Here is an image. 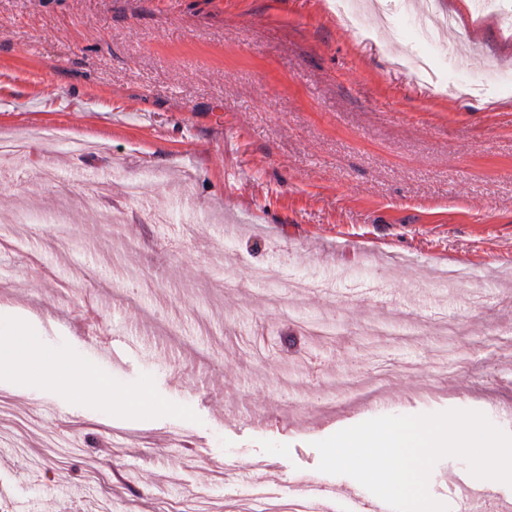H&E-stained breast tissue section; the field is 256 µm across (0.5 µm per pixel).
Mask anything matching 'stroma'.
I'll use <instances>...</instances> for the list:
<instances>
[{
  "label": "stroma",
  "instance_id": "obj_1",
  "mask_svg": "<svg viewBox=\"0 0 512 512\" xmlns=\"http://www.w3.org/2000/svg\"><path fill=\"white\" fill-rule=\"evenodd\" d=\"M396 8L367 0L357 38L329 0H0V137L29 139L0 159V322L99 385L0 380V512L348 485L314 444L380 416L512 433V32L452 0L471 48L424 81ZM456 65L484 92L441 91ZM146 170L147 211L126 192ZM465 486L454 457L429 479L451 510Z\"/></svg>",
  "mask_w": 512,
  "mask_h": 512
}]
</instances>
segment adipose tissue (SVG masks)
<instances>
[{"instance_id":"1","label":"adipose tissue","mask_w":512,"mask_h":512,"mask_svg":"<svg viewBox=\"0 0 512 512\" xmlns=\"http://www.w3.org/2000/svg\"><path fill=\"white\" fill-rule=\"evenodd\" d=\"M0 375L16 380L38 378L48 388L92 393L91 374L71 359L52 357L24 327L0 333Z\"/></svg>"}]
</instances>
